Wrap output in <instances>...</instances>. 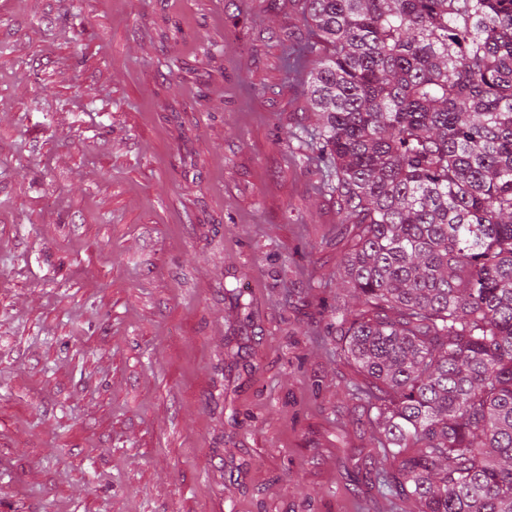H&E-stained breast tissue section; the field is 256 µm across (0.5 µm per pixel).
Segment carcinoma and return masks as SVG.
Instances as JSON below:
<instances>
[{
  "mask_svg": "<svg viewBox=\"0 0 512 512\" xmlns=\"http://www.w3.org/2000/svg\"><path fill=\"white\" fill-rule=\"evenodd\" d=\"M303 9L351 234L336 350L363 376L381 483L416 512H512V0Z\"/></svg>",
  "mask_w": 512,
  "mask_h": 512,
  "instance_id": "carcinoma-1",
  "label": "carcinoma"
}]
</instances>
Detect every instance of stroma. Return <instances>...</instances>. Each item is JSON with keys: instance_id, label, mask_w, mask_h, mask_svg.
<instances>
[{"instance_id": "1", "label": "stroma", "mask_w": 512, "mask_h": 512, "mask_svg": "<svg viewBox=\"0 0 512 512\" xmlns=\"http://www.w3.org/2000/svg\"><path fill=\"white\" fill-rule=\"evenodd\" d=\"M310 30L0 0V512H412L336 353L341 215L284 67Z\"/></svg>"}]
</instances>
